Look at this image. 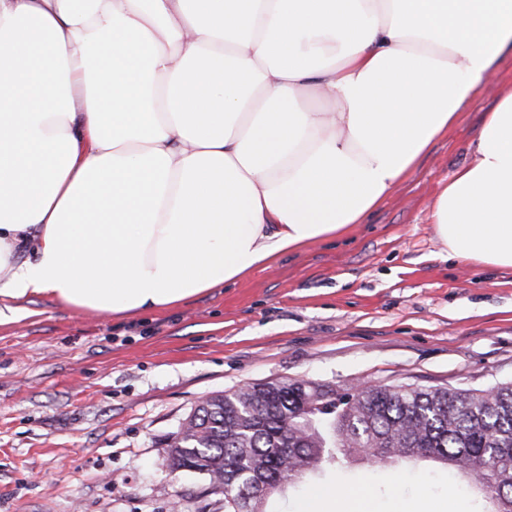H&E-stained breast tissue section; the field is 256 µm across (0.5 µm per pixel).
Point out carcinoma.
I'll return each mask as SVG.
<instances>
[{
    "instance_id": "obj_1",
    "label": "carcinoma",
    "mask_w": 512,
    "mask_h": 512,
    "mask_svg": "<svg viewBox=\"0 0 512 512\" xmlns=\"http://www.w3.org/2000/svg\"><path fill=\"white\" fill-rule=\"evenodd\" d=\"M174 471L231 489L224 512H264L268 497L343 456L415 471L434 460L489 505L512 512V383L490 390L380 385L350 395L312 382L253 384L195 409L168 443Z\"/></svg>"
}]
</instances>
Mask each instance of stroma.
<instances>
[{"instance_id": "obj_1", "label": "stroma", "mask_w": 512, "mask_h": 512, "mask_svg": "<svg viewBox=\"0 0 512 512\" xmlns=\"http://www.w3.org/2000/svg\"><path fill=\"white\" fill-rule=\"evenodd\" d=\"M509 89L507 51L456 127L344 236L180 306L112 317L37 298L0 324V512H224L204 476L171 478L167 444L203 397L248 384L512 382V269L450 258L428 219ZM315 491L336 493L334 512L486 509L437 463L365 456L338 457L270 508L303 512Z\"/></svg>"}]
</instances>
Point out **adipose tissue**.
Returning a JSON list of instances; mask_svg holds the SVG:
<instances>
[{"label": "adipose tissue", "mask_w": 512, "mask_h": 512, "mask_svg": "<svg viewBox=\"0 0 512 512\" xmlns=\"http://www.w3.org/2000/svg\"><path fill=\"white\" fill-rule=\"evenodd\" d=\"M510 48L512 0H0V302L157 310L336 238ZM472 149L429 219L512 268V90Z\"/></svg>", "instance_id": "adipose-tissue-1"}]
</instances>
